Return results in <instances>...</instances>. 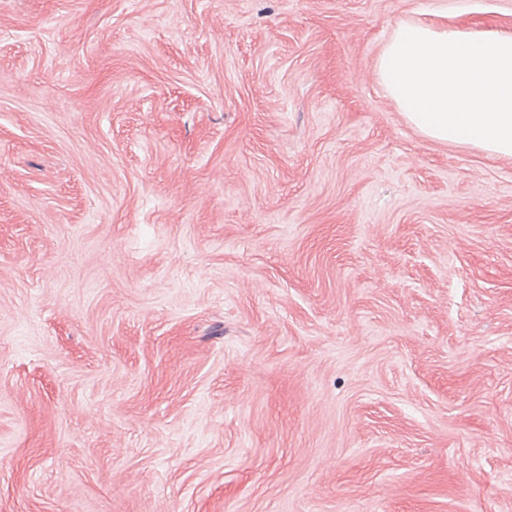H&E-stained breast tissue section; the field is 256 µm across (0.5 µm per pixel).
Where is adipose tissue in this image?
I'll return each instance as SVG.
<instances>
[{"instance_id": "obj_1", "label": "adipose tissue", "mask_w": 512, "mask_h": 512, "mask_svg": "<svg viewBox=\"0 0 512 512\" xmlns=\"http://www.w3.org/2000/svg\"><path fill=\"white\" fill-rule=\"evenodd\" d=\"M377 70L386 94L427 137L512 157V32L403 23Z\"/></svg>"}]
</instances>
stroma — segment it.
I'll return each instance as SVG.
<instances>
[{
    "label": "stroma",
    "instance_id": "35a3bbf8",
    "mask_svg": "<svg viewBox=\"0 0 512 512\" xmlns=\"http://www.w3.org/2000/svg\"><path fill=\"white\" fill-rule=\"evenodd\" d=\"M512 0H0V512H512V157L394 29Z\"/></svg>",
    "mask_w": 512,
    "mask_h": 512
}]
</instances>
